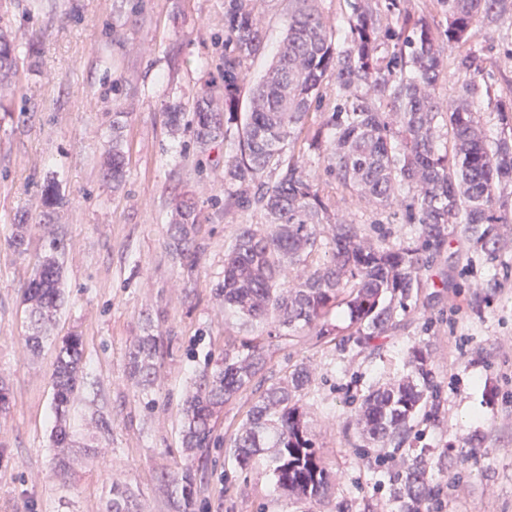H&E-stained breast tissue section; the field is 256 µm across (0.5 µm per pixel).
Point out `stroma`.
<instances>
[{
	"instance_id": "stroma-1",
	"label": "stroma",
	"mask_w": 512,
	"mask_h": 512,
	"mask_svg": "<svg viewBox=\"0 0 512 512\" xmlns=\"http://www.w3.org/2000/svg\"><path fill=\"white\" fill-rule=\"evenodd\" d=\"M0 0V27L12 31L23 65L0 82V377L12 406L0 417V512H105L112 478L135 493L142 512H176L164 474L193 466L194 512H393L373 455L347 425L369 387L406 374L411 346L428 347L434 392L415 419L410 447L434 474L426 512H512V245L490 261L462 236L425 271L417 300L398 315L376 349L319 343L301 334L280 341L260 376L262 387L307 363L300 393L315 448L336 477L318 503L277 491L268 469H240L231 445L256 399L247 390L225 405L220 448L204 457L182 446V405L194 372L239 342L237 318L213 289L241 225H264L263 210L238 198L258 184L224 178L223 140L200 150L192 130H172L167 106H191L224 68V0ZM289 0H256L264 49L242 67L244 86L264 73L285 34ZM486 67L500 87L512 84V17L483 27ZM124 113L126 180L103 177L112 115ZM306 173L333 208L368 239L396 243L413 225L342 194L317 156ZM55 181L68 202L50 213L65 236L66 308L51 335L84 339L86 384L75 403V446L66 473L49 446L50 376L55 353L34 356L21 290L47 230L42 189ZM192 198L200 218L198 262L186 269L169 248L176 202ZM31 220L27 254L9 245L18 216ZM169 352L158 390L142 394L126 371L127 353L144 329ZM112 422L101 435L98 417Z\"/></svg>"
}]
</instances>
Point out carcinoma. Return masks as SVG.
<instances>
[{"label": "carcinoma", "mask_w": 512, "mask_h": 512, "mask_svg": "<svg viewBox=\"0 0 512 512\" xmlns=\"http://www.w3.org/2000/svg\"><path fill=\"white\" fill-rule=\"evenodd\" d=\"M286 34L275 60L248 90L249 106L241 112L243 64L264 48L262 32L249 0H224V80L197 98L189 123L196 143L219 138L230 146L224 178L255 182L271 167L277 181L250 203L260 207L268 227L241 225L224 258V279L215 293L224 310L236 315L246 333L239 344L204 365L183 407L182 437L189 451L203 453L218 445L214 418L224 405L253 386L264 370L274 343L308 331L321 341L341 336L339 344L374 346L396 328V317L422 286L424 271L448 250V239L460 234L494 260L504 247L501 226L512 213L502 193L512 186V89L495 92L485 80L483 47L476 31L512 13V0H437L448 26L436 31L424 16L408 12L405 0H347L350 13L332 31L324 25L319 0H290ZM455 52L454 94L436 90L443 71V51ZM12 44L0 38V80L17 72ZM336 80V105L327 119L311 122L313 105L322 98L326 79ZM220 96L224 111L211 109ZM499 113L498 135L488 138L475 112L478 99ZM122 112L112 113V147L104 178L117 190L125 178ZM448 122L450 140L437 144L438 119ZM326 162L336 189L367 197L381 210L402 197L406 223L415 237L394 245L368 242L358 225L331 217L328 198L306 174L295 145ZM47 210L65 197L44 188ZM179 219L170 227V247L193 266L197 259L195 203L183 200ZM10 246L27 251V225H13ZM329 261L313 265L320 250ZM66 245L63 235H49L43 253L23 286L22 302L33 352L53 345L51 447L59 469L74 436V400L84 385V341L72 334L58 341L48 327L67 305L63 283ZM342 310L341 328L332 314ZM164 344L150 331L128 352L127 369L141 390L158 380ZM429 352L413 347L407 354L409 374L363 395L355 419L364 440L374 447L401 449L411 422L432 392ZM310 371L297 364L257 397L234 440L236 464L246 469L265 462L275 486L304 501L320 502L334 488L331 471L315 444L299 406L298 394ZM410 464L387 471L397 512H424L431 473L420 453L407 449ZM178 497L176 507L191 512L195 478L187 468L167 476ZM129 488L112 482L107 512H134Z\"/></svg>", "instance_id": "obj_1"}]
</instances>
